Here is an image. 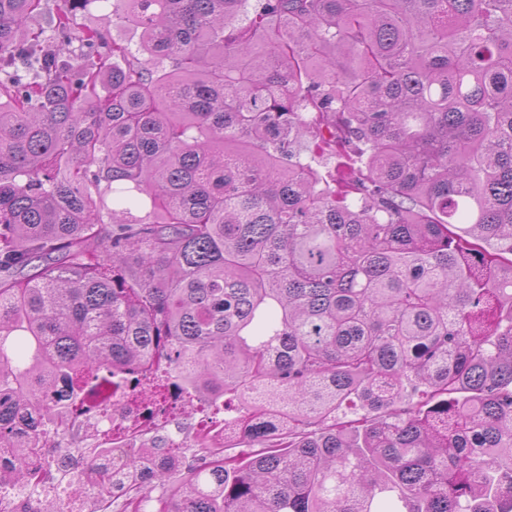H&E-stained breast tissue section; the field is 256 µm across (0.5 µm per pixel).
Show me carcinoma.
Returning <instances> with one entry per match:
<instances>
[{"instance_id":"cac0c4a2","label":"carcinoma","mask_w":512,"mask_h":512,"mask_svg":"<svg viewBox=\"0 0 512 512\" xmlns=\"http://www.w3.org/2000/svg\"><path fill=\"white\" fill-rule=\"evenodd\" d=\"M95 2L0 0V485L156 354L238 404L121 512H512V0ZM79 22H92L99 29L105 31L118 43L128 44L132 49L136 48L138 34L116 13L112 14V6L109 3L97 2Z\"/></svg>"}]
</instances>
